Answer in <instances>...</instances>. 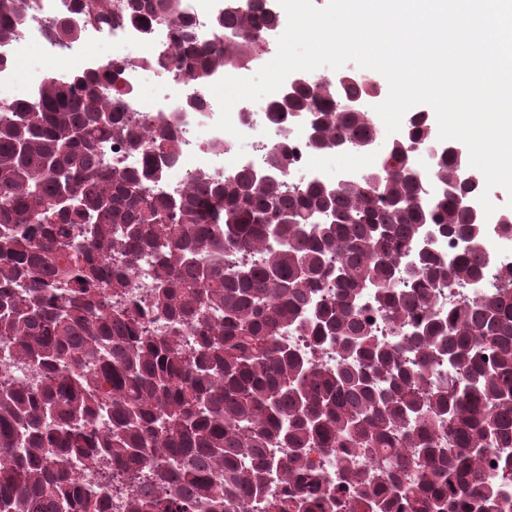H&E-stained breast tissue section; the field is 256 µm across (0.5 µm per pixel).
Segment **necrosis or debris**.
<instances>
[{"label":"necrosis or debris","mask_w":512,"mask_h":512,"mask_svg":"<svg viewBox=\"0 0 512 512\" xmlns=\"http://www.w3.org/2000/svg\"><path fill=\"white\" fill-rule=\"evenodd\" d=\"M63 0H25V24L10 42L0 44V101H19L33 97L48 75L55 74L74 79L109 63L125 67L119 91H108L107 96L125 112L133 124L146 128L159 115L175 120L176 137L180 144L174 163L166 169L164 178L156 182L153 192L158 196L180 193L190 175L208 171L221 177L248 166L264 169L268 147L286 142L298 157L288 174L289 185H303L316 180L335 183L326 163V152L311 147L303 126L275 125L269 122L267 112L270 97L241 103L231 112L235 133L215 129L212 115L219 103L210 88H198L187 73L176 65L163 61L162 52L173 40V30L167 21L159 19L148 29H140L116 20L108 28L86 26L74 42H62L53 35L56 17L63 11ZM111 35L112 52L102 56L95 50L102 35ZM41 54L45 66L33 67V54ZM199 95L201 105L185 109L188 95ZM491 259L477 285L440 287L436 312L447 311L450 305L475 298L500 287L498 272L512 264V236L499 235L488 244Z\"/></svg>","instance_id":"1"}]
</instances>
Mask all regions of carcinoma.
Returning <instances> with one entry per match:
<instances>
[{
    "mask_svg": "<svg viewBox=\"0 0 512 512\" xmlns=\"http://www.w3.org/2000/svg\"><path fill=\"white\" fill-rule=\"evenodd\" d=\"M22 2L0 0L1 43L22 26ZM183 8L127 0L126 18L180 28ZM90 19L108 26L112 10L75 4L54 36L73 41ZM279 21L262 3L224 0L216 27L233 36L202 46L183 30L167 59L203 87L257 59V28ZM121 72L48 77L32 101L0 102V512H109L77 481L86 461L99 482L125 478V512H508L512 265L506 287L430 313L436 286L476 285L488 260L487 226L469 209L480 181L463 173L460 143L437 144L416 112L375 182L290 188L295 153L273 145L261 174L199 171L156 196L178 142L165 122L137 131L98 93ZM366 94L333 78L277 96L267 115L310 113L320 150L367 149L370 113L336 108ZM112 143L142 165L107 170ZM413 144L435 148L440 190L428 199ZM427 226L474 247L422 251L408 267ZM145 254L155 335L137 303L118 301ZM371 289L388 343L362 316ZM290 330L336 346V366L282 344ZM19 367L32 381L9 376ZM315 451L336 477L315 469ZM364 455L383 464L364 468Z\"/></svg>",
    "mask_w": 512,
    "mask_h": 512,
    "instance_id": "obj_1",
    "label": "carcinoma"
}]
</instances>
